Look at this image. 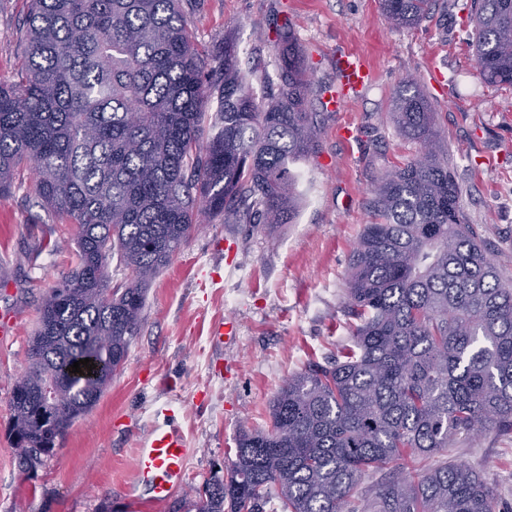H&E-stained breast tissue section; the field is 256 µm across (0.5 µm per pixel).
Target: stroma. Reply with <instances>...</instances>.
<instances>
[{
	"label": "stroma",
	"instance_id": "obj_1",
	"mask_svg": "<svg viewBox=\"0 0 512 512\" xmlns=\"http://www.w3.org/2000/svg\"><path fill=\"white\" fill-rule=\"evenodd\" d=\"M470 5L437 0L429 19L396 30L379 0H183L205 53L222 55L225 37L233 38L260 103L280 90L276 31L292 25L321 125L316 153L297 165L303 205L272 233L245 216L195 231L151 283L141 333L108 390L28 476L6 430L9 399L41 298L70 267L67 252L42 245L71 227L37 205L31 179L0 198V311L18 317L13 337L0 342V512H171L168 502L144 505L128 483L134 448L162 421L157 407L169 406L193 448L185 483L200 486L227 475L241 431L268 428L269 403L289 377L351 343L347 282L372 220L371 186L417 150L390 118L405 78L419 81L436 114L467 222L512 280V86L480 78ZM29 10L30 0H0V81L11 80L24 53ZM347 47L370 56L376 81L332 112L322 95L337 82V50ZM346 124L348 140L338 134ZM229 322L235 335L223 332ZM444 456L481 472L502 512H512V433L462 440Z\"/></svg>",
	"mask_w": 512,
	"mask_h": 512
}]
</instances>
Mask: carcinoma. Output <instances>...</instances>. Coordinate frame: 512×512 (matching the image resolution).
<instances>
[{
	"label": "carcinoma",
	"instance_id": "carcinoma-1",
	"mask_svg": "<svg viewBox=\"0 0 512 512\" xmlns=\"http://www.w3.org/2000/svg\"><path fill=\"white\" fill-rule=\"evenodd\" d=\"M433 0H380L395 28ZM482 79L512 85V0H473ZM18 81L0 83V196L33 173L44 208L73 226L71 270L43 296L9 432L24 474L99 402L142 325L147 289L192 232L244 210L274 231L296 217L294 163L315 152L302 49L284 25L277 97H253L234 42L209 58L182 0H32ZM218 108L209 112L212 97ZM393 120L417 154L373 188L379 221L351 262L354 345L310 364L239 435L229 480L194 487L197 512H499L468 465L421 463L461 438L512 432V281L465 223L435 113L408 79ZM128 272L112 286L110 269ZM89 358L99 374L72 372ZM51 383L56 394L43 399ZM372 479L364 492V477Z\"/></svg>",
	"mask_w": 512,
	"mask_h": 512
}]
</instances>
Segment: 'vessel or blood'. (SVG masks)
<instances>
[{
	"mask_svg": "<svg viewBox=\"0 0 512 512\" xmlns=\"http://www.w3.org/2000/svg\"><path fill=\"white\" fill-rule=\"evenodd\" d=\"M336 68L339 88L331 92L327 104L339 110L370 87L375 75L366 57L354 49L337 55ZM191 453L187 439L179 428L152 429L134 451V466L129 482L141 488L149 502L165 503L183 485Z\"/></svg>",
	"mask_w": 512,
	"mask_h": 512,
	"instance_id": "obj_1",
	"label": "vessel or blood"
}]
</instances>
